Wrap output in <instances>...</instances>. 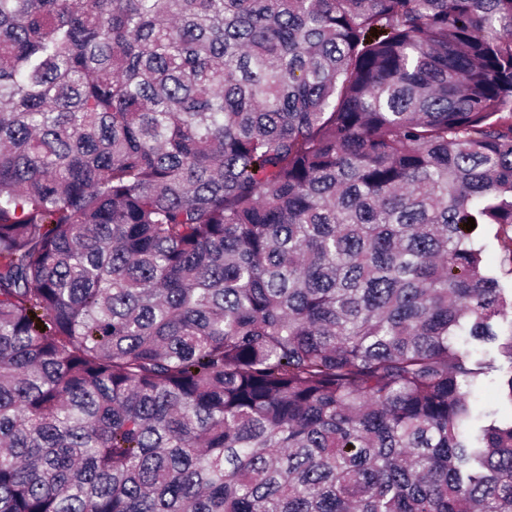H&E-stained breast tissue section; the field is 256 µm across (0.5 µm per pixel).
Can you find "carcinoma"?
<instances>
[{
    "instance_id": "1",
    "label": "carcinoma",
    "mask_w": 512,
    "mask_h": 512,
    "mask_svg": "<svg viewBox=\"0 0 512 512\" xmlns=\"http://www.w3.org/2000/svg\"><path fill=\"white\" fill-rule=\"evenodd\" d=\"M0 512H512V0H0Z\"/></svg>"
}]
</instances>
